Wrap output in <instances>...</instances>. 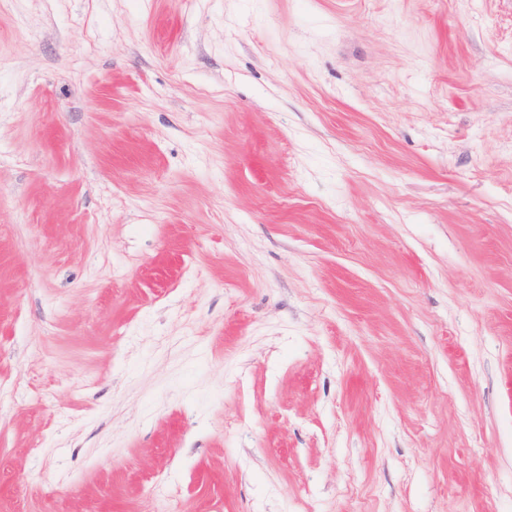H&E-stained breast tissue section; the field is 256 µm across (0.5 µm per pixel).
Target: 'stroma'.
Segmentation results:
<instances>
[{
  "label": "stroma",
  "instance_id": "obj_1",
  "mask_svg": "<svg viewBox=\"0 0 512 512\" xmlns=\"http://www.w3.org/2000/svg\"><path fill=\"white\" fill-rule=\"evenodd\" d=\"M512 512V0H0V512Z\"/></svg>",
  "mask_w": 512,
  "mask_h": 512
}]
</instances>
